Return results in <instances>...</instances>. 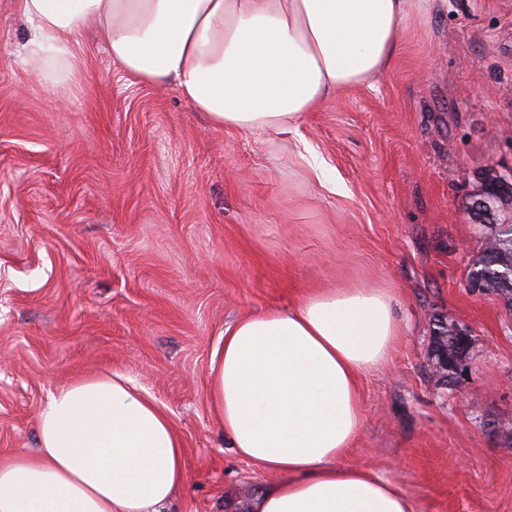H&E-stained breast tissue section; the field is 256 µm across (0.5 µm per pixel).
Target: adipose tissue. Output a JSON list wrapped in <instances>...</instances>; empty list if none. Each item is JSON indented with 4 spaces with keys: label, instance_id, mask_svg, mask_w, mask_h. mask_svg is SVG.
Instances as JSON below:
<instances>
[{
    "label": "adipose tissue",
    "instance_id": "1",
    "mask_svg": "<svg viewBox=\"0 0 512 512\" xmlns=\"http://www.w3.org/2000/svg\"><path fill=\"white\" fill-rule=\"evenodd\" d=\"M428 0H15L22 65L64 91L95 31L143 84H173L216 125L296 129L329 97L372 85L400 51V22ZM402 335L383 288L311 291L224 331L208 400L234 453L272 473L228 512H413L407 494L341 463L358 436L360 378ZM36 451L0 456V512H166L185 458L168 415L120 373L52 394Z\"/></svg>",
    "mask_w": 512,
    "mask_h": 512
}]
</instances>
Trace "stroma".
Segmentation results:
<instances>
[{
    "instance_id": "obj_1",
    "label": "stroma",
    "mask_w": 512,
    "mask_h": 512,
    "mask_svg": "<svg viewBox=\"0 0 512 512\" xmlns=\"http://www.w3.org/2000/svg\"><path fill=\"white\" fill-rule=\"evenodd\" d=\"M401 27L373 86L297 130L241 132L90 36L78 81L42 86L0 0V455L34 448L51 393L123 372L185 451L169 512H224L271 478L209 407L225 328L320 288H386L404 333L359 381L342 465L400 484L414 512H512V313L466 280L490 233L468 210L477 173L512 166V0H433ZM439 320L471 333L455 390L428 367Z\"/></svg>"
}]
</instances>
